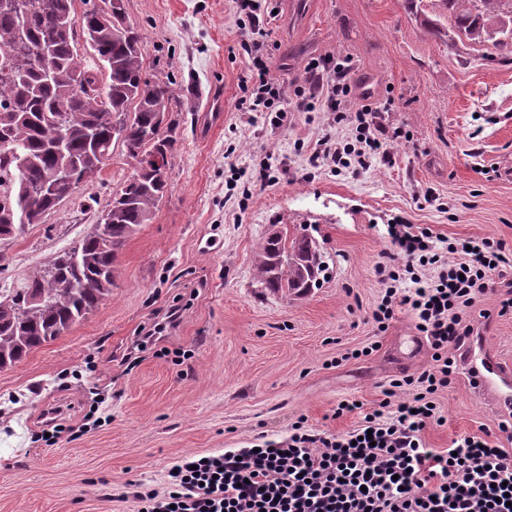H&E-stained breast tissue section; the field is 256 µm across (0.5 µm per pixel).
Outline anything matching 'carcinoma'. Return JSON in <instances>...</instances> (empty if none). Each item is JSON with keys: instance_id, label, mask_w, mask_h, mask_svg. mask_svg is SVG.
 I'll list each match as a JSON object with an SVG mask.
<instances>
[{"instance_id": "carcinoma-1", "label": "carcinoma", "mask_w": 512, "mask_h": 512, "mask_svg": "<svg viewBox=\"0 0 512 512\" xmlns=\"http://www.w3.org/2000/svg\"><path fill=\"white\" fill-rule=\"evenodd\" d=\"M107 2L87 0L79 13L75 0H42L19 40L17 12L0 0V136L10 140L0 150V235L38 223L72 197L83 185L80 169L103 168L117 141L132 158L142 151L171 157L175 83L147 78L141 35L126 7L106 13ZM428 2L468 40L512 47V0ZM82 43L98 63L83 62ZM167 188L168 179L152 171L129 178L112 191L91 234L0 299V369L86 319L112 293L118 252L151 220ZM327 270L313 237L276 231L258 246V281L273 294L306 293Z\"/></svg>"}]
</instances>
